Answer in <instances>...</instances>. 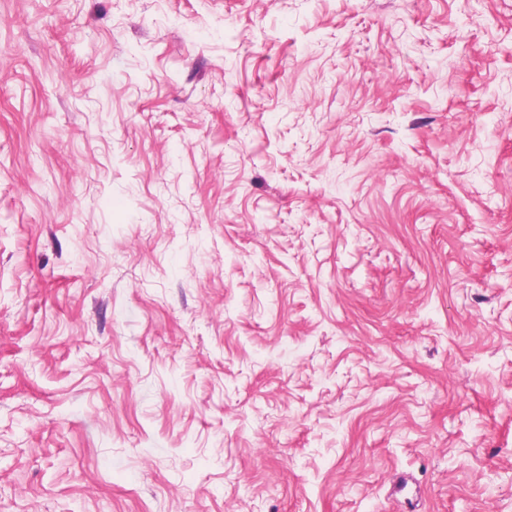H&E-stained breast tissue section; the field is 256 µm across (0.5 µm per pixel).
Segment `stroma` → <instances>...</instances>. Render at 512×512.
Segmentation results:
<instances>
[{"mask_svg": "<svg viewBox=\"0 0 512 512\" xmlns=\"http://www.w3.org/2000/svg\"><path fill=\"white\" fill-rule=\"evenodd\" d=\"M512 512V0H0V512Z\"/></svg>", "mask_w": 512, "mask_h": 512, "instance_id": "stroma-1", "label": "stroma"}]
</instances>
